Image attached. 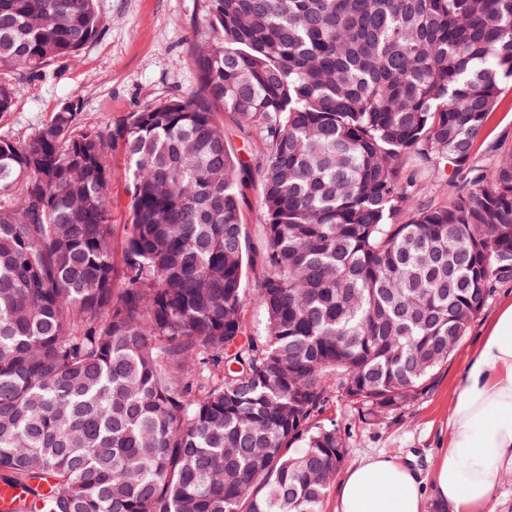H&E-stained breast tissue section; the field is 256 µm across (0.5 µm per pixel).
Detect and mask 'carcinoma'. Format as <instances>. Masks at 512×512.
Instances as JSON below:
<instances>
[{"instance_id":"1","label":"carcinoma","mask_w":512,"mask_h":512,"mask_svg":"<svg viewBox=\"0 0 512 512\" xmlns=\"http://www.w3.org/2000/svg\"><path fill=\"white\" fill-rule=\"evenodd\" d=\"M198 2L197 91L0 136V482L32 495L13 512H322L330 399L366 421L414 404L512 282V153L474 152L512 0ZM100 31L96 0H0V114ZM219 111L258 147L251 293ZM425 178L454 192L420 201ZM128 168L121 147L112 149V197L115 206L112 211V224H127L125 206L128 202Z\"/></svg>"}]
</instances>
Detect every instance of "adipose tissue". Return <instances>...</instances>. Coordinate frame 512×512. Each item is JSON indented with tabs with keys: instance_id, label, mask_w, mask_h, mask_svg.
I'll return each mask as SVG.
<instances>
[{
	"instance_id": "adipose-tissue-1",
	"label": "adipose tissue",
	"mask_w": 512,
	"mask_h": 512,
	"mask_svg": "<svg viewBox=\"0 0 512 512\" xmlns=\"http://www.w3.org/2000/svg\"><path fill=\"white\" fill-rule=\"evenodd\" d=\"M512 474V302L497 313L454 386L448 446L432 478L379 453L349 466L336 512H426L428 499L450 512H496V492Z\"/></svg>"
}]
</instances>
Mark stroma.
I'll return each mask as SVG.
<instances>
[{
    "mask_svg": "<svg viewBox=\"0 0 512 512\" xmlns=\"http://www.w3.org/2000/svg\"><path fill=\"white\" fill-rule=\"evenodd\" d=\"M102 27L99 36L78 55L54 63L45 78L18 79L16 108L0 115V136L22 139L44 124L65 103L79 107L86 124L119 125L127 113L163 102L170 94L195 90L188 63L192 35L199 22L197 0H97ZM224 139L248 161L244 215L251 263L247 286L263 275L265 248L261 185L253 167L254 147L246 130L228 113H220ZM512 151V82L503 101L475 146L487 163ZM512 299V283L500 285L485 310L436 373L431 387L413 405L379 422L365 421L346 399L327 404L325 419L335 421L344 441L345 464L371 453L401 458L423 477L433 468L448 442V414L455 379L468 355L483 339L499 307Z\"/></svg>",
    "mask_w": 512,
    "mask_h": 512,
    "instance_id": "1",
    "label": "stroma"
}]
</instances>
